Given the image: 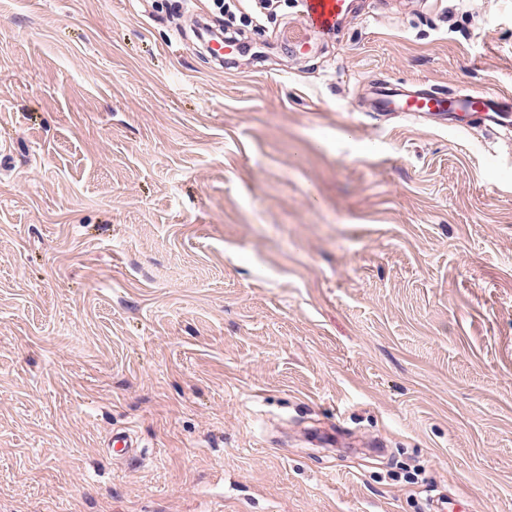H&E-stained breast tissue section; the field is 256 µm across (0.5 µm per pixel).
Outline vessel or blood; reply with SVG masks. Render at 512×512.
Listing matches in <instances>:
<instances>
[{
  "instance_id": "b4317fda",
  "label": "vessel or blood",
  "mask_w": 512,
  "mask_h": 512,
  "mask_svg": "<svg viewBox=\"0 0 512 512\" xmlns=\"http://www.w3.org/2000/svg\"><path fill=\"white\" fill-rule=\"evenodd\" d=\"M307 33L330 36L350 12V0H298ZM371 111L411 117L439 116L453 128L477 125L493 131L512 130V91L493 94H441L425 82L378 80L369 85Z\"/></svg>"
}]
</instances>
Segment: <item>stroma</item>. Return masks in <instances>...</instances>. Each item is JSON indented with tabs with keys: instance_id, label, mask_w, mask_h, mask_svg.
Here are the masks:
<instances>
[{
	"instance_id": "1",
	"label": "stroma",
	"mask_w": 512,
	"mask_h": 512,
	"mask_svg": "<svg viewBox=\"0 0 512 512\" xmlns=\"http://www.w3.org/2000/svg\"><path fill=\"white\" fill-rule=\"evenodd\" d=\"M0 0V512H512V0ZM129 428L127 458L104 441ZM308 34L330 36L350 13L349 0H298ZM368 87L370 112L441 116L450 119L455 129L477 125L507 134L512 130V92L508 89L495 94L458 91L447 95L426 82L406 85L387 80L369 82Z\"/></svg>"
}]
</instances>
